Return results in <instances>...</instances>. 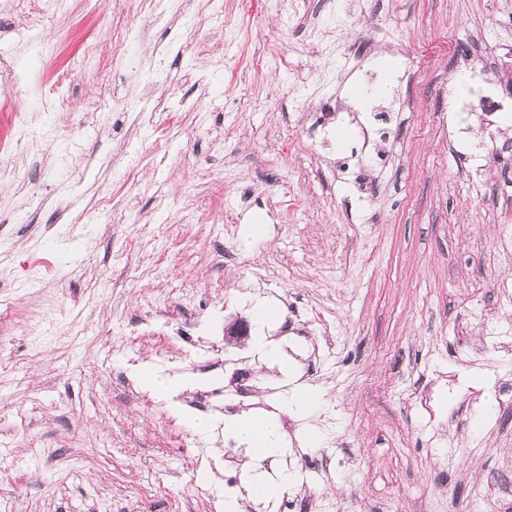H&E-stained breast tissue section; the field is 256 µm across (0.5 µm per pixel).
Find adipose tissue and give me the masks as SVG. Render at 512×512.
Returning a JSON list of instances; mask_svg holds the SVG:
<instances>
[{
    "label": "adipose tissue",
    "mask_w": 512,
    "mask_h": 512,
    "mask_svg": "<svg viewBox=\"0 0 512 512\" xmlns=\"http://www.w3.org/2000/svg\"><path fill=\"white\" fill-rule=\"evenodd\" d=\"M225 430L232 432L258 470L249 475L246 488L258 498L278 497L292 486L294 477L288 471L274 473L262 471L261 464L266 459L285 454L281 438V424L278 418L246 413L225 418Z\"/></svg>",
    "instance_id": "obj_1"
}]
</instances>
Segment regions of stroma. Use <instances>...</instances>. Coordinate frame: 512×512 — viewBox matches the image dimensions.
I'll return each instance as SVG.
<instances>
[{
  "instance_id": "1",
  "label": "stroma",
  "mask_w": 512,
  "mask_h": 512,
  "mask_svg": "<svg viewBox=\"0 0 512 512\" xmlns=\"http://www.w3.org/2000/svg\"><path fill=\"white\" fill-rule=\"evenodd\" d=\"M0 0V512H224L201 363L287 386L201 323L266 331L322 395L288 418L307 512H512V0ZM374 88L353 96L357 58ZM314 87L391 105L363 185ZM266 233L244 245L258 215ZM188 383L154 396L146 366ZM204 417L208 432L189 419ZM252 318L256 329L255 346L260 355L280 364L283 374L288 378L290 369L281 355L280 348L275 343L267 340L265 330L279 317L276 306L266 300H256L251 308Z\"/></svg>"
}]
</instances>
